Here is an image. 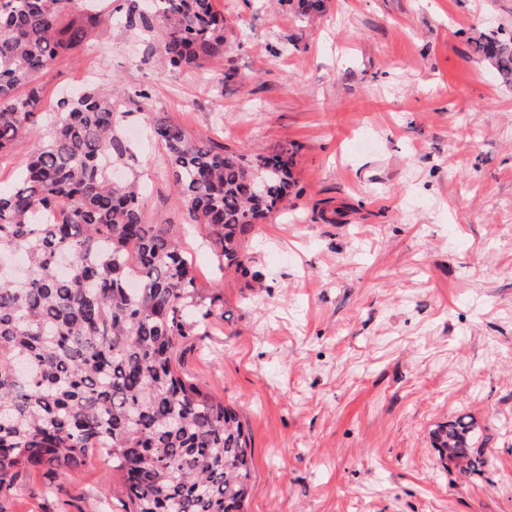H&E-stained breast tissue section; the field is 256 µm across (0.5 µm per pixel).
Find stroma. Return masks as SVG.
Wrapping results in <instances>:
<instances>
[{"mask_svg": "<svg viewBox=\"0 0 512 512\" xmlns=\"http://www.w3.org/2000/svg\"><path fill=\"white\" fill-rule=\"evenodd\" d=\"M99 2L111 22L38 83L50 101L93 79L126 90L145 217L216 302L179 363L248 430L244 512H512V85L471 45L512 35V0H327L303 20L286 0H215L224 57L200 70L168 67L124 0ZM154 112L250 158L293 151L296 191L257 224L247 274L187 225ZM460 414L485 449L476 474L431 443ZM0 512L127 504L97 458L21 481Z\"/></svg>", "mask_w": 512, "mask_h": 512, "instance_id": "1", "label": "stroma"}]
</instances>
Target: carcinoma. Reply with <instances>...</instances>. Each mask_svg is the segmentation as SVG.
<instances>
[{"instance_id": "obj_1", "label": "carcinoma", "mask_w": 512, "mask_h": 512, "mask_svg": "<svg viewBox=\"0 0 512 512\" xmlns=\"http://www.w3.org/2000/svg\"><path fill=\"white\" fill-rule=\"evenodd\" d=\"M302 18L324 0H288ZM101 12L94 0H0V152L46 119L22 172L0 184V496L34 472L71 478L106 453L129 512H241L252 448L237 413L182 373V339L206 328L193 259L164 224L146 223L137 159L120 132L112 88L43 111L38 74L82 49ZM130 26L155 34L173 69L224 57L213 0H131ZM473 52L512 84V38L491 30ZM187 223L219 265L248 271L255 224L291 187L288 151L248 160L151 116ZM476 424L461 415L433 442L459 471L484 465Z\"/></svg>"}]
</instances>
